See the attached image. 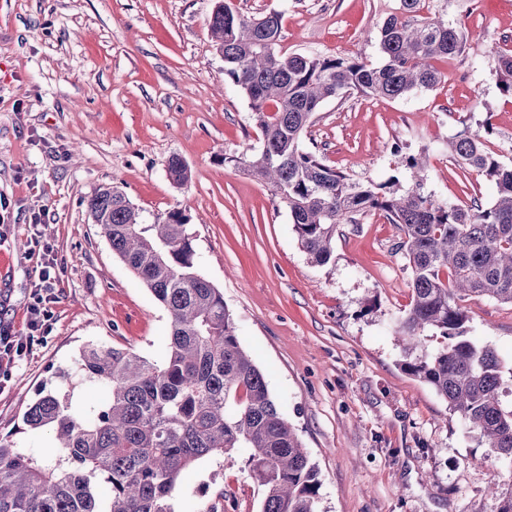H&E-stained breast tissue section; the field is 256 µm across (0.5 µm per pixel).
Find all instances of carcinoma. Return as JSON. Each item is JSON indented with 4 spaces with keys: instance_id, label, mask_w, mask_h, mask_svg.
<instances>
[{
    "instance_id": "obj_1",
    "label": "carcinoma",
    "mask_w": 512,
    "mask_h": 512,
    "mask_svg": "<svg viewBox=\"0 0 512 512\" xmlns=\"http://www.w3.org/2000/svg\"><path fill=\"white\" fill-rule=\"evenodd\" d=\"M422 0H400L380 26L382 62L348 61L279 51L282 14L245 16L226 0L213 10L209 33L225 74L248 98L262 133L261 148L226 157L264 182L288 207L298 241L319 265L331 260L336 227L375 209L403 233L412 301L395 329L404 368L441 395L478 443L512 460V407L501 401L502 366L496 351L467 336L462 302L487 296L512 304V166L485 145L480 132H463L450 152L463 167L495 184L493 201L448 204L424 191V162L401 159L411 187L396 180L361 182L303 148L314 114L328 99L359 93L400 98L442 80L434 61L460 54L467 35L438 12L420 14ZM500 90L512 95V51L493 57ZM182 186L190 172L168 162ZM87 209L121 260L171 318L163 361L131 350L90 344L73 371L108 392L105 405L82 416L68 399L46 393L27 408L32 430L55 431L60 454L39 458L0 436V512H172L180 475L204 459L230 461L247 450L246 466L262 489L260 512H317L318 470L270 396L265 376L243 350L224 296L197 270L187 217L172 210L145 224L124 191L98 190ZM442 338L422 349L425 332ZM111 486L107 499L96 483Z\"/></svg>"
}]
</instances>
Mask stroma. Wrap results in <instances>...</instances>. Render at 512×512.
<instances>
[{
    "instance_id": "obj_1",
    "label": "stroma",
    "mask_w": 512,
    "mask_h": 512,
    "mask_svg": "<svg viewBox=\"0 0 512 512\" xmlns=\"http://www.w3.org/2000/svg\"><path fill=\"white\" fill-rule=\"evenodd\" d=\"M216 0H0V329L29 343L0 385V434L54 454L50 429L23 415L39 393L69 395L73 411L106 402L104 390L63 380L90 343L162 361L168 311L113 253L86 207L116 186L147 222L174 209L188 218L198 271L224 296L243 349L318 469V512H498L512 492V462L479 445L435 390L406 372L394 341L410 307L401 232L381 212L339 225L319 265L302 249L287 207L268 185L230 164L259 145L248 101L224 73L208 25ZM247 16L280 11L286 53L375 62L378 24L398 0H231ZM468 35L440 63V85L397 99L352 94L324 102L304 139L332 168L359 181L427 163L425 190L456 204L491 201L496 188L462 170L448 143L469 129L512 165V96L501 93L494 52L512 50V0H431ZM180 157L184 186L167 176ZM50 247L58 280L49 330L29 341L27 308L38 253ZM472 340L512 369V305L474 296L463 304ZM205 460L180 476L174 512H204L219 493L240 512L262 494L245 465ZM498 495H488L489 485Z\"/></svg>"
}]
</instances>
